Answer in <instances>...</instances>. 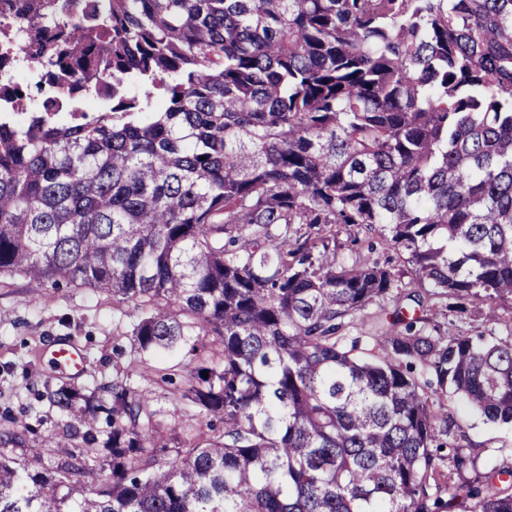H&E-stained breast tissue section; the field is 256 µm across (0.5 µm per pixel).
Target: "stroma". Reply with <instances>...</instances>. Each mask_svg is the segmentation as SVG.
Returning <instances> with one entry per match:
<instances>
[{"label":"stroma","mask_w":512,"mask_h":512,"mask_svg":"<svg viewBox=\"0 0 512 512\" xmlns=\"http://www.w3.org/2000/svg\"><path fill=\"white\" fill-rule=\"evenodd\" d=\"M136 317L133 305L93 288L63 283L37 293L24 277L0 274V454L25 462L37 447L47 465L65 457V449L41 444L45 432H63L70 423L41 399V392L65 386L88 394L116 377L152 389L164 422L194 424V435L179 434L178 443L208 438L205 423L175 398L188 386L194 361L182 349L139 352L131 336ZM59 342L80 349V372L62 371L52 363L49 349ZM117 344L124 347L123 355L114 354ZM441 407L454 415L467 443L481 449V465L512 466V427L487 421L459 395L444 397Z\"/></svg>","instance_id":"obj_1"}]
</instances>
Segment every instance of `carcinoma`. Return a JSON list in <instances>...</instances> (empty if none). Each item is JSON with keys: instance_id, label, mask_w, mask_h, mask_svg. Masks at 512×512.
<instances>
[{"instance_id": "cac0c4a2", "label": "carcinoma", "mask_w": 512, "mask_h": 512, "mask_svg": "<svg viewBox=\"0 0 512 512\" xmlns=\"http://www.w3.org/2000/svg\"><path fill=\"white\" fill-rule=\"evenodd\" d=\"M73 6L20 0L19 64L112 92L81 120L0 104V273L134 304L142 353L218 337L180 400L222 428L175 448L128 378L47 386L78 425L44 442L83 446L0 456V512H512V468L434 407L450 390L512 426V323L445 329L512 303V0ZM341 227L407 268L355 232L340 260ZM358 236L364 240V254L369 255L374 260H378L382 265L384 264L394 269H404L401 258H399L393 248L379 237L377 232L363 228ZM369 244H373V251L371 253L367 250ZM465 322H454L453 325L448 323V333L455 334L459 330L468 332L470 334H475L476 332L483 331L485 334L488 333L487 330L490 329V324L486 322L485 318V310L480 307L477 309H473V312L464 320Z\"/></svg>"}]
</instances>
